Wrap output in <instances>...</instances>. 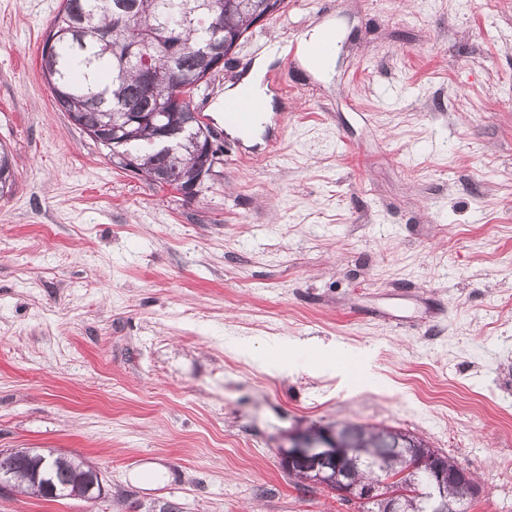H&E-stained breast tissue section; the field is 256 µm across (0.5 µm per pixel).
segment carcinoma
<instances>
[{"label": "carcinoma", "instance_id": "obj_1", "mask_svg": "<svg viewBox=\"0 0 512 512\" xmlns=\"http://www.w3.org/2000/svg\"><path fill=\"white\" fill-rule=\"evenodd\" d=\"M285 0H63L46 32L42 73L57 107L110 153L137 151V171L162 186L192 177L203 165V146L195 140L189 120L191 98L176 99L172 62L160 46L168 31L186 48L177 65L179 82L194 84L206 77L195 50L210 41L230 50L264 14L278 12ZM152 106L158 113L143 123L130 113L129 103ZM185 128L177 152L169 158L152 150L151 140L164 129ZM14 184V160L0 149V196ZM340 432L358 446L373 450L370 465L356 469L365 481L386 483L397 495L402 512H439L432 498L430 476L422 467L409 468L404 448H423L413 435L390 429L344 424ZM41 468L43 480L30 473ZM87 466L61 457L44 464L17 458L0 461V473L11 486H23L45 498L71 496Z\"/></svg>", "mask_w": 512, "mask_h": 512}]
</instances>
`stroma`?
Instances as JSON below:
<instances>
[{
	"label": "stroma",
	"mask_w": 512,
	"mask_h": 512,
	"mask_svg": "<svg viewBox=\"0 0 512 512\" xmlns=\"http://www.w3.org/2000/svg\"><path fill=\"white\" fill-rule=\"evenodd\" d=\"M63 0H0V449L94 465L90 504L0 512H362L281 448L412 433L512 512V0H285L195 92L222 150L194 197L114 164L42 74ZM260 143L224 88L273 42ZM325 36H330L331 38H332V36H334L335 41H337V39H338V33L336 32V30H334L331 27L322 26L320 28L314 29L313 32L310 34L309 38L305 41L304 57H305V60H306V63L308 66L312 67L316 71H319L324 74H328V73H331L336 66V55L334 57L331 56L328 63L323 65V64H318L314 60L312 54L316 58L325 57L332 50L333 44L328 39H324L322 42H320L318 45H316L313 48L312 54H311L312 46Z\"/></svg>",
	"instance_id": "obj_1"
}]
</instances>
